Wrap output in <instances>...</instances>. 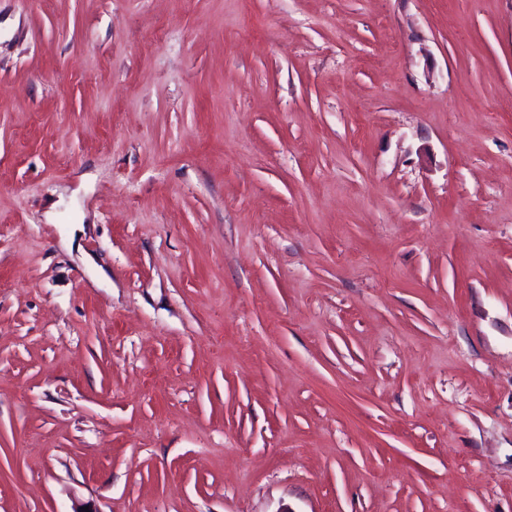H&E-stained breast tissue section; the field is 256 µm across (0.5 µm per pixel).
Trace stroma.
<instances>
[{"label": "stroma", "mask_w": 512, "mask_h": 512, "mask_svg": "<svg viewBox=\"0 0 512 512\" xmlns=\"http://www.w3.org/2000/svg\"><path fill=\"white\" fill-rule=\"evenodd\" d=\"M512 512V0H0V512Z\"/></svg>", "instance_id": "stroma-1"}]
</instances>
